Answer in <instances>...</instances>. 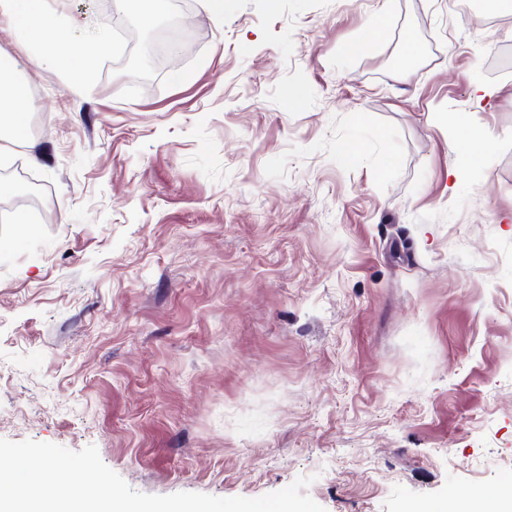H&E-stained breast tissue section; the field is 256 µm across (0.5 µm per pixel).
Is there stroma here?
<instances>
[{"label": "stroma", "instance_id": "obj_1", "mask_svg": "<svg viewBox=\"0 0 512 512\" xmlns=\"http://www.w3.org/2000/svg\"><path fill=\"white\" fill-rule=\"evenodd\" d=\"M48 6L148 33L118 0ZM167 15L190 40L148 82L108 46L67 83L0 24L30 88L0 178L41 194L28 227L0 196V438L96 446L152 495L308 476L325 512L512 486V13ZM461 117L494 139L472 170Z\"/></svg>", "mask_w": 512, "mask_h": 512}]
</instances>
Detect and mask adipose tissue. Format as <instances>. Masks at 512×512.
I'll use <instances>...</instances> for the list:
<instances>
[{"mask_svg": "<svg viewBox=\"0 0 512 512\" xmlns=\"http://www.w3.org/2000/svg\"><path fill=\"white\" fill-rule=\"evenodd\" d=\"M0 17L12 21L19 40L32 47L31 64L51 68L67 60L68 81L78 84L90 75L93 48L112 41L110 33L89 36L78 23L66 24L50 12L47 0H0ZM29 97L25 81H0V139L10 143L24 142L28 116L24 105ZM454 512H512V493L498 486L475 493H459L454 497Z\"/></svg>", "mask_w": 512, "mask_h": 512, "instance_id": "obj_1", "label": "adipose tissue"}]
</instances>
